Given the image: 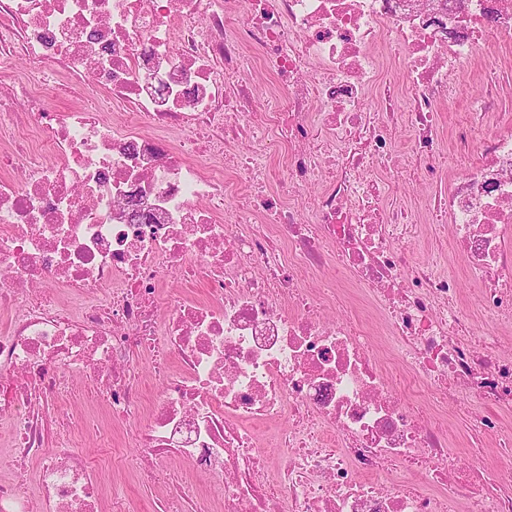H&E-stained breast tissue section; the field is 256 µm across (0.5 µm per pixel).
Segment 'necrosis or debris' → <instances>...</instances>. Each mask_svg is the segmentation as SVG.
<instances>
[{
	"label": "necrosis or debris",
	"mask_w": 512,
	"mask_h": 512,
	"mask_svg": "<svg viewBox=\"0 0 512 512\" xmlns=\"http://www.w3.org/2000/svg\"><path fill=\"white\" fill-rule=\"evenodd\" d=\"M501 43L512 0H0V512H126L100 471L177 489L178 461L211 495L159 512H512V130L437 179L436 106ZM49 67L103 107L48 110ZM105 418L132 454L90 456ZM445 268H447L448 274L454 275L457 278L461 288L460 301L464 306H468L470 304L472 281L462 261L448 255Z\"/></svg>",
	"instance_id": "necrosis-or-debris-1"
}]
</instances>
